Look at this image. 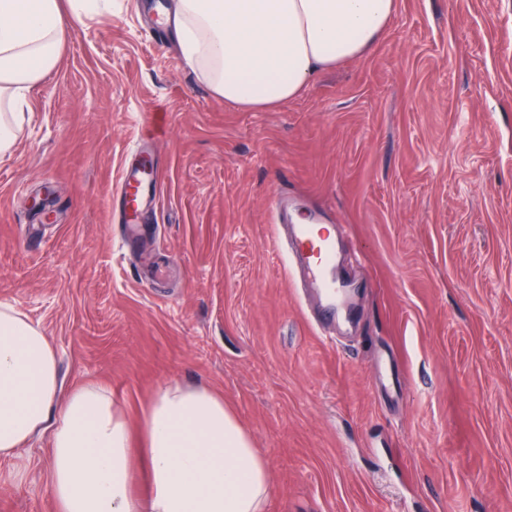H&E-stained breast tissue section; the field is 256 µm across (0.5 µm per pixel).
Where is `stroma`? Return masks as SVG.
Here are the masks:
<instances>
[{"label":"stroma","instance_id":"1","mask_svg":"<svg viewBox=\"0 0 512 512\" xmlns=\"http://www.w3.org/2000/svg\"><path fill=\"white\" fill-rule=\"evenodd\" d=\"M173 3L112 0L32 85L0 155V303L129 418L172 380L222 393L266 512H512V0H397L370 52L266 111L148 38ZM142 151L163 188L133 236ZM278 193L336 227L335 324L310 327L274 247ZM49 448L20 486L0 462V512H57ZM155 184H157V176L154 170L148 173L142 162L126 169L120 181L125 224H138L148 204L149 194L146 188Z\"/></svg>","mask_w":512,"mask_h":512}]
</instances>
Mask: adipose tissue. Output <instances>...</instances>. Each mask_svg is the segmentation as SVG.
Returning <instances> with one entry per match:
<instances>
[{
	"label": "adipose tissue",
	"instance_id": "1",
	"mask_svg": "<svg viewBox=\"0 0 512 512\" xmlns=\"http://www.w3.org/2000/svg\"><path fill=\"white\" fill-rule=\"evenodd\" d=\"M100 0H0V152L12 149L26 94L57 63L66 21ZM397 0H178L182 54L225 102L272 109L313 76L364 56ZM51 439L58 512H265L268 460L208 386L159 387L136 421L110 389H65L57 351L28 315L0 304V459Z\"/></svg>",
	"mask_w": 512,
	"mask_h": 512
}]
</instances>
